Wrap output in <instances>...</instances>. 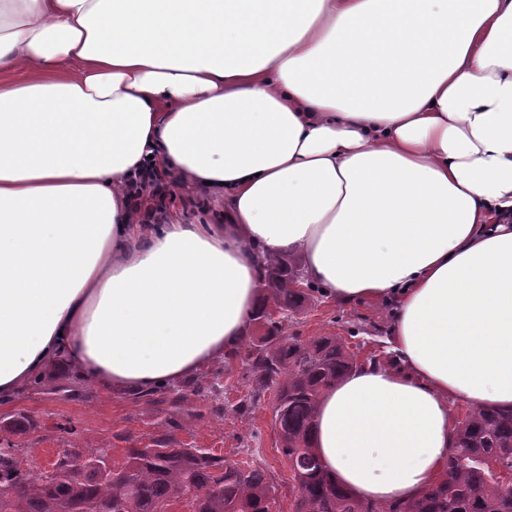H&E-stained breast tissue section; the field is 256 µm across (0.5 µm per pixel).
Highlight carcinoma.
<instances>
[{
    "label": "carcinoma",
    "instance_id": "obj_1",
    "mask_svg": "<svg viewBox=\"0 0 512 512\" xmlns=\"http://www.w3.org/2000/svg\"><path fill=\"white\" fill-rule=\"evenodd\" d=\"M300 274L294 256L266 260L265 294L253 313L266 334L224 355L246 354L258 390L277 392L272 418L291 471L293 512H512V408H475L458 421L445 478L414 501L363 503L337 483L315 454L314 419L323 393L357 363L338 336L307 344L282 336L305 301L295 285ZM278 492L267 470L186 448L167 433L126 449L120 465L99 446L74 443L41 474L28 451L0 436V512H167L185 499L193 512H272Z\"/></svg>",
    "mask_w": 512,
    "mask_h": 512
}]
</instances>
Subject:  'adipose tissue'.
Listing matches in <instances>:
<instances>
[{
  "mask_svg": "<svg viewBox=\"0 0 512 512\" xmlns=\"http://www.w3.org/2000/svg\"><path fill=\"white\" fill-rule=\"evenodd\" d=\"M0 398L63 358L176 386L242 343L263 261L392 304L395 370L323 394L363 502L441 473L451 407L512 405V0H0ZM220 224H136L146 161Z\"/></svg>",
  "mask_w": 512,
  "mask_h": 512,
  "instance_id": "ef3b65f1",
  "label": "adipose tissue"
}]
</instances>
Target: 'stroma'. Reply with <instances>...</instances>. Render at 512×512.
Here are the masks:
<instances>
[{"instance_id": "stroma-1", "label": "stroma", "mask_w": 512, "mask_h": 512, "mask_svg": "<svg viewBox=\"0 0 512 512\" xmlns=\"http://www.w3.org/2000/svg\"><path fill=\"white\" fill-rule=\"evenodd\" d=\"M169 215L185 224H220L224 205L208 194L181 189ZM390 311V306L371 302L342 305L315 291L288 320L283 334L304 343L321 336H339L357 363H367L373 357L385 363L389 360ZM203 375L219 378V402L208 401L189 382L158 388L145 397L131 389L105 391L79 379L60 359L21 393L0 400V422L30 421L29 429L16 431L11 438L17 443H34V460L42 472L53 463L55 450L67 447L70 440L104 445L119 459L125 449L144 447L165 430L181 445L207 448L231 461L247 460L262 466L284 486L278 512H292V494L286 489L291 472L278 449L272 420L274 391L255 393L249 366L242 359L228 364L217 361ZM245 402L250 410L239 414L237 408Z\"/></svg>"}]
</instances>
